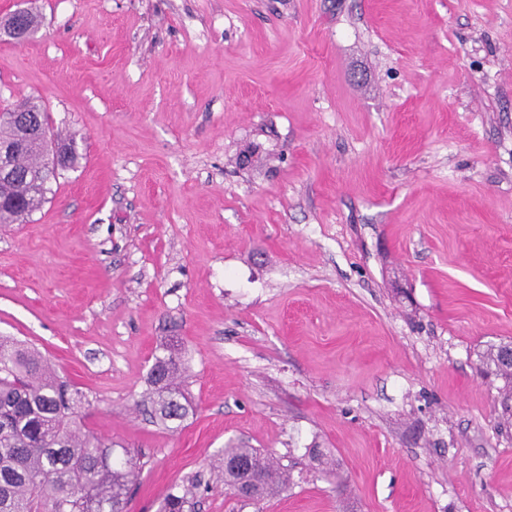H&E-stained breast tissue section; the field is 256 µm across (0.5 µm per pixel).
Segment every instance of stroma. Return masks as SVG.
<instances>
[{
	"instance_id": "35a3bbf8",
	"label": "stroma",
	"mask_w": 512,
	"mask_h": 512,
	"mask_svg": "<svg viewBox=\"0 0 512 512\" xmlns=\"http://www.w3.org/2000/svg\"><path fill=\"white\" fill-rule=\"evenodd\" d=\"M0 112L74 168L0 224V336L92 401L129 512H512V0H27ZM193 410L137 401L163 344ZM293 464L260 502L226 446ZM331 452L343 486L310 463ZM510 343H500L499 345H492L482 356V363L488 368L494 367L495 374L505 379L507 384L505 387L508 389L509 397L512 396V366L504 362V352Z\"/></svg>"
}]
</instances>
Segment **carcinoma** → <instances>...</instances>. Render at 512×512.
Listing matches in <instances>:
<instances>
[{
    "label": "carcinoma",
    "instance_id": "carcinoma-1",
    "mask_svg": "<svg viewBox=\"0 0 512 512\" xmlns=\"http://www.w3.org/2000/svg\"><path fill=\"white\" fill-rule=\"evenodd\" d=\"M50 123L41 103L28 98L0 114V142L21 143L17 175L0 178V224L22 222L43 200L45 185L56 177L53 156L64 155L61 169L76 159L69 143L47 146ZM508 344L487 349L482 363L505 379L512 396V366L504 362ZM186 366L170 353L155 357L140 404L151 408L164 426L183 422L191 406L180 382ZM90 406L85 393L58 374L36 348L0 337V512H127L136 463L125 448L102 439L83 424ZM315 468L336 476L333 458L318 448L308 450ZM244 464L233 471L229 463ZM224 485L238 495L247 482L253 500L278 495L291 481L289 469L256 448L230 446L220 463ZM190 490L166 496L161 512H193Z\"/></svg>",
    "mask_w": 512,
    "mask_h": 512
}]
</instances>
